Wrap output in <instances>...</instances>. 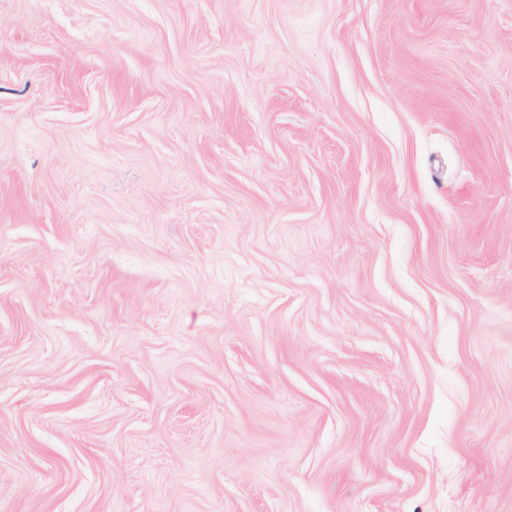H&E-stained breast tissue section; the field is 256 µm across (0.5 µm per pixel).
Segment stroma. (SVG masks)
<instances>
[{"instance_id": "stroma-1", "label": "stroma", "mask_w": 512, "mask_h": 512, "mask_svg": "<svg viewBox=\"0 0 512 512\" xmlns=\"http://www.w3.org/2000/svg\"><path fill=\"white\" fill-rule=\"evenodd\" d=\"M0 512H512V0H0Z\"/></svg>"}]
</instances>
